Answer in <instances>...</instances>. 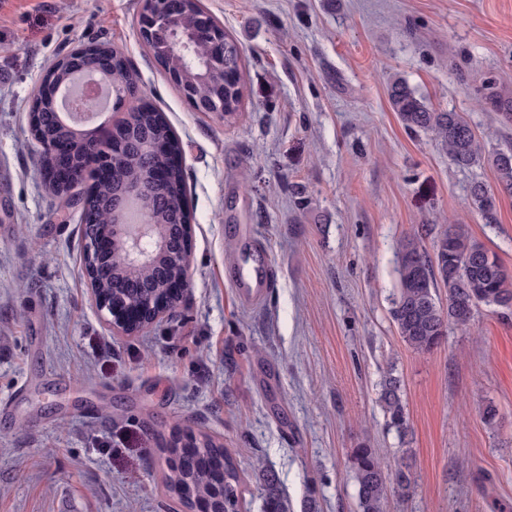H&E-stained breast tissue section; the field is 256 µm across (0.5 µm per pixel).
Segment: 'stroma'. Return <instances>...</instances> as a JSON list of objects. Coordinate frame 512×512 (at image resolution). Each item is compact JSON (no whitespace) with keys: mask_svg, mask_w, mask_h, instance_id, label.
<instances>
[{"mask_svg":"<svg viewBox=\"0 0 512 512\" xmlns=\"http://www.w3.org/2000/svg\"><path fill=\"white\" fill-rule=\"evenodd\" d=\"M237 39L246 82L231 125L192 111L147 52L142 0H0V512H186L162 493L175 434L207 433L262 512L257 461L288 512H358L350 449L408 472L387 512H512V318L484 307L433 351L390 315L396 245L444 225L512 272V196L494 222L469 209L484 164L462 170L404 127L387 87L406 79L433 107L464 113L486 149L512 143L475 93L512 96V0H202ZM121 52L142 102L178 136L192 214L189 291L124 335L84 273L79 209L37 173L31 95L79 45ZM277 270L245 301L253 249ZM402 384L407 429L388 426L385 373ZM499 410L496 426L481 419Z\"/></svg>","mask_w":512,"mask_h":512,"instance_id":"stroma-1","label":"stroma"}]
</instances>
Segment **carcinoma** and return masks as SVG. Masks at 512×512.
<instances>
[{
    "mask_svg": "<svg viewBox=\"0 0 512 512\" xmlns=\"http://www.w3.org/2000/svg\"><path fill=\"white\" fill-rule=\"evenodd\" d=\"M101 51L110 48L101 46ZM112 52V51H110ZM59 60L50 71L51 85H63L72 75L69 59ZM224 66L233 73H243L241 49L230 34H224ZM112 87L137 88V76L127 58L112 52ZM482 99L501 121L512 124V100L503 99L494 90V83L485 81L478 87ZM392 110L409 130L432 134L461 169H471L483 162L494 168L500 192L512 195V148H497L485 154L469 121L460 112L439 111L417 94L406 80L397 77L388 87ZM224 98L233 106L224 113V123H235L242 112L245 81L240 79L224 87ZM37 113L38 133L42 141H82L87 134L59 121L52 89L38 87L32 96ZM125 151L112 155V165L120 170L121 183L98 182L84 195V237L109 232V208L120 184L144 183L148 193L145 204L151 211L155 233L165 238L184 235L183 225L190 223L184 173L170 169L163 182L149 180L150 170L140 162L145 144L154 145L155 152L174 156L180 152V142L165 117L153 107L133 102L129 116L116 132ZM467 204L479 211L487 222L495 220L497 197L481 181L471 183ZM399 285L392 300L391 318L399 336L418 352L433 350L448 335V329L459 325L461 313L481 307L501 308L512 303V275L503 269L496 256L484 243L473 237L464 224H450L437 233L432 252L422 249L413 239H404L397 251ZM182 269L172 252H157L148 260L130 264L105 261L99 265L95 288L101 294L130 297L157 295L166 291L168 283L179 277ZM448 291L447 308H442L437 289ZM382 407L388 425L402 433L406 429L405 406L400 379L391 374L384 378ZM194 448L187 451L174 440L166 448L171 464L163 477L165 493L186 507L206 501L214 512H239L240 488L243 482L231 452L217 438L207 434L192 437ZM351 471L357 485L359 512H386L388 494L406 498L412 493L409 474L398 470L388 473L370 448H354L350 452ZM265 487L264 512H288V500L282 495L271 467L261 464Z\"/></svg>",
    "mask_w": 512,
    "mask_h": 512,
    "instance_id": "obj_1",
    "label": "carcinoma"
}]
</instances>
